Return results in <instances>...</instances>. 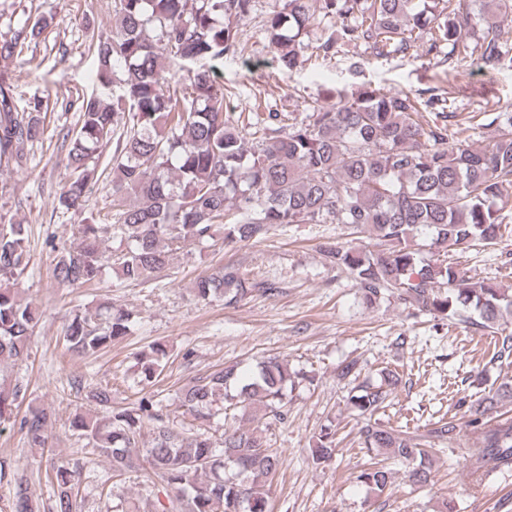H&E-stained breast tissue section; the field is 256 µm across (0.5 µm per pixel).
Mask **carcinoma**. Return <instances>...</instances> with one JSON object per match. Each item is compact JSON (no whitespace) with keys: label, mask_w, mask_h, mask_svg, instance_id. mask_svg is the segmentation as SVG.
I'll list each match as a JSON object with an SVG mask.
<instances>
[{"label":"carcinoma","mask_w":512,"mask_h":512,"mask_svg":"<svg viewBox=\"0 0 512 512\" xmlns=\"http://www.w3.org/2000/svg\"><path fill=\"white\" fill-rule=\"evenodd\" d=\"M322 0L324 14L340 19L336 35L318 38L316 56L334 55L346 43H360L377 56L421 51L442 54L459 64L479 53L488 70L512 68V30L501 18L512 15V0ZM253 0H114V26L93 46L100 83L114 82L116 69L127 73L122 93L112 102L82 98L80 127L68 141L66 176L56 193V208L85 214L76 225L80 243L57 249L54 277L63 286L101 281L108 263L103 246L120 233L127 247L116 273L127 283L153 279L172 264L175 246L204 244L224 230V245L263 239L277 224H344L351 233H371V246L327 243L331 266L345 272L373 305L395 301L434 319L450 320L469 309L472 325L493 329L512 322V290L476 286L445 259L425 260L423 248L448 254L477 244L492 245L512 212L499 203L512 184V113L479 111L465 118L493 127L495 136L474 148L448 132L455 117L451 99L367 87L333 104H315L302 118L270 112L253 122L241 112L224 111V85L216 75L224 58L241 50L238 26ZM54 23L41 16L0 43V58L22 52ZM315 24L311 0H285L283 11L267 21L271 51L279 68L296 64L299 37ZM479 33L470 44L466 34ZM47 101L35 98L17 111L12 91L0 82V161L23 169L25 148L44 136ZM116 141L112 167V223L87 209L89 187L99 180L92 159ZM29 227L0 224V363L30 358V340L39 322L38 306L20 297L18 280L26 270ZM254 283L235 264L197 276L195 294L226 305L243 301ZM107 315L78 312L65 325L63 340L73 356H93L128 334L130 313L106 306ZM160 345L140 360V381L150 383L164 370ZM491 361L512 364V332L494 343ZM397 373L383 370L376 383L352 388L350 405L363 420L361 444L379 460L357 475L373 498L392 484L384 461L412 465L409 480L431 477L426 447L434 440L455 442L464 427L479 433L475 470L512 467V416L485 421L498 404L512 399V377L505 376L477 403L465 421L440 418L416 439L386 427L376 415L389 406ZM288 363L273 356L249 376L227 366L186 384L179 408L205 424L227 407L250 409L263 419L286 420ZM20 387L0 379V420L11 418ZM86 399L93 415L78 413L70 422L122 475L143 457L150 471L175 494L157 512H267L268 493L281 459L256 428L226 429L217 442L204 432L169 426L159 414L155 394L144 391L127 407L112 406V392L93 387ZM153 424L152 440L140 443L141 430ZM55 417L30 404L18 423L31 452L50 447ZM336 430L326 426L313 436L312 461L332 462ZM9 496L0 512H40L25 475L0 461V482ZM45 480L59 512H72L77 470L50 458Z\"/></svg>","instance_id":"cac0c4a2"}]
</instances>
